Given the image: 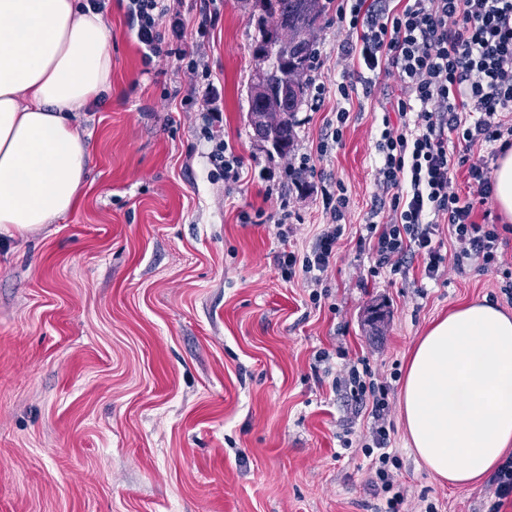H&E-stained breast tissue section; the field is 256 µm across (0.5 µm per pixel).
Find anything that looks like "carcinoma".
<instances>
[{"instance_id": "cac0c4a2", "label": "carcinoma", "mask_w": 512, "mask_h": 512, "mask_svg": "<svg viewBox=\"0 0 512 512\" xmlns=\"http://www.w3.org/2000/svg\"><path fill=\"white\" fill-rule=\"evenodd\" d=\"M255 5L261 10L257 20L259 37L253 48V57L258 65L262 63L261 53L266 51L272 33V30L267 27V20H272L275 26L301 30L306 25L309 17H320L324 9L320 0H255ZM289 68H293V62L291 61L288 63L276 61L264 64L265 81L269 93L276 94L279 92ZM298 108L299 104L292 100L285 105L288 118L279 127L278 144L274 146V151L278 154L286 155L294 146V116Z\"/></svg>"}]
</instances>
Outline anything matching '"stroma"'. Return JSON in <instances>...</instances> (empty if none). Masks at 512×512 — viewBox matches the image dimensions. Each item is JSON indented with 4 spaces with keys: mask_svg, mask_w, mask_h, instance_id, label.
I'll list each match as a JSON object with an SVG mask.
<instances>
[{
    "mask_svg": "<svg viewBox=\"0 0 512 512\" xmlns=\"http://www.w3.org/2000/svg\"><path fill=\"white\" fill-rule=\"evenodd\" d=\"M110 3L112 91L75 119L88 155L80 204L26 237L0 234V512H376L372 419L334 384L346 363L388 389L405 512H486L488 478L449 486L411 452L400 390L433 321L501 301L499 278L449 264L427 281L417 258L406 276L373 278L356 247L398 74L340 96L348 36L328 0L310 72L325 98L304 95L295 149L278 155L248 114L255 0H177L159 30L179 24L208 69L213 129L241 160L228 183L185 62H145L123 0ZM337 127L340 143L317 154ZM304 159L311 173L288 177ZM339 182L350 205L335 260L320 281L287 276L278 255L310 248L328 221L322 193ZM259 211L262 223L242 222Z\"/></svg>",
    "mask_w": 512,
    "mask_h": 512,
    "instance_id": "1",
    "label": "stroma"
}]
</instances>
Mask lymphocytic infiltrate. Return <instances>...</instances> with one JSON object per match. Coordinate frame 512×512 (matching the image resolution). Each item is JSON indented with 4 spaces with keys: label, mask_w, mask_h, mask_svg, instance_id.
I'll use <instances>...</instances> for the list:
<instances>
[{
    "label": "lymphocytic infiltrate",
    "mask_w": 512,
    "mask_h": 512,
    "mask_svg": "<svg viewBox=\"0 0 512 512\" xmlns=\"http://www.w3.org/2000/svg\"><path fill=\"white\" fill-rule=\"evenodd\" d=\"M168 11L167 0H127L145 60L186 58L185 48L163 45L159 21ZM336 21L349 36L343 59H358L376 76L398 73L401 80L392 103L399 119L383 117L376 144L383 195L375 206L390 208L392 216L383 224L369 222L357 241L370 256L371 275L405 273L409 259L419 256L425 278L439 279L447 260L438 238L444 219L462 244L457 268L502 270L500 292L512 304V269L498 259L499 228L485 209L494 194L495 163L512 147V0H403L398 8L382 0H340ZM478 147L485 153L477 157ZM457 166L468 174L464 195L450 178ZM323 201L327 224L303 257L279 255L287 270L298 267L311 276L325 272L334 258L349 198L340 185L324 192ZM337 382L356 403L371 405L380 465L369 483L387 495L379 512H401L404 496L385 468L391 458L388 390L367 385L355 366Z\"/></svg>",
    "instance_id": "f902f5d3"
}]
</instances>
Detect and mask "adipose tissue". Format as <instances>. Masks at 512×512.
<instances>
[{
	"label": "adipose tissue",
	"mask_w": 512,
	"mask_h": 512,
	"mask_svg": "<svg viewBox=\"0 0 512 512\" xmlns=\"http://www.w3.org/2000/svg\"><path fill=\"white\" fill-rule=\"evenodd\" d=\"M112 89L104 12L80 0H0V232L24 236L80 203L86 145L75 113ZM409 445L466 486L512 452V314L482 299L435 321L401 391Z\"/></svg>",
	"instance_id": "adipose-tissue-1"
}]
</instances>
